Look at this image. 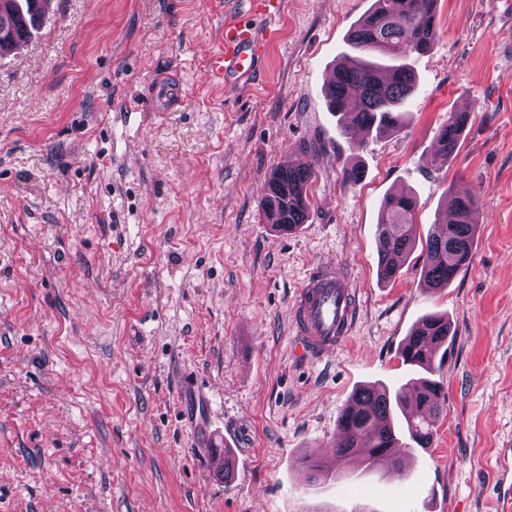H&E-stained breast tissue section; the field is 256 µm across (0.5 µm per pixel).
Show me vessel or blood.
<instances>
[{"label": "vessel or blood", "instance_id": "1", "mask_svg": "<svg viewBox=\"0 0 512 512\" xmlns=\"http://www.w3.org/2000/svg\"><path fill=\"white\" fill-rule=\"evenodd\" d=\"M270 37V28L258 23L225 24L224 39L210 58V78H250L260 66ZM154 91L164 111L182 95L180 85L168 80H156ZM358 311V294L346 269L330 262L312 266L289 310L300 357L318 363L334 355L351 337Z\"/></svg>", "mask_w": 512, "mask_h": 512}]
</instances>
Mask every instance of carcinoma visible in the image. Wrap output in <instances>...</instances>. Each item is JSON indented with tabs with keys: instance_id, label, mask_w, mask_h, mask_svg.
I'll use <instances>...</instances> for the list:
<instances>
[{
	"instance_id": "cac0c4a2",
	"label": "carcinoma",
	"mask_w": 512,
	"mask_h": 512,
	"mask_svg": "<svg viewBox=\"0 0 512 512\" xmlns=\"http://www.w3.org/2000/svg\"><path fill=\"white\" fill-rule=\"evenodd\" d=\"M43 0H0V49L26 41L43 21ZM437 0H375L374 8L352 31L350 46L358 57L336 67V75L324 88L330 111L339 116L344 135L356 131L385 134L399 127L403 108L416 88V75L406 59L426 53L436 35ZM465 121L462 112H451L437 132V156L446 162L457 149ZM322 149L309 159L288 162L268 177L261 209L267 223L278 231L295 230L306 222L310 209L309 188L317 167L324 161ZM445 206L452 221L434 224L422 244V275L430 288L448 282L472 257L479 208L463 187L448 190ZM417 198L391 194L382 202L376 233L379 241L378 277L396 279L418 236L415 224ZM450 339L448 320L427 315L407 336L400 349L402 363L411 377L400 387H366L357 390L337 418L339 439L332 452L343 465L373 467L388 462L394 448H426L433 437L444 392L440 382L428 377L440 346ZM413 398L423 411L400 422L396 410Z\"/></svg>"
}]
</instances>
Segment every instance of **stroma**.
<instances>
[{"label":"stroma","instance_id":"obj_1","mask_svg":"<svg viewBox=\"0 0 512 512\" xmlns=\"http://www.w3.org/2000/svg\"><path fill=\"white\" fill-rule=\"evenodd\" d=\"M0 58V512H499L512 441V0H438L394 133L352 147L323 91L374 0H279L262 70L226 85L209 54L249 0H53ZM178 79L168 112L151 83ZM468 121L435 157L449 113ZM324 149L297 232L264 223L270 171ZM358 165V182L341 169ZM469 189L473 256L426 288L412 252L380 283L389 193L420 233ZM352 275L351 340L296 355L288 309L308 267ZM429 314L452 339L428 448L317 480L302 457L336 440L359 388L405 382L400 347ZM204 393L195 400L183 386ZM229 451L215 474L203 443Z\"/></svg>","mask_w":512,"mask_h":512}]
</instances>
